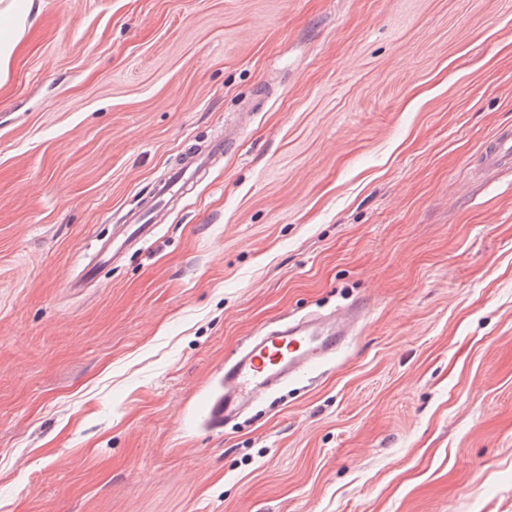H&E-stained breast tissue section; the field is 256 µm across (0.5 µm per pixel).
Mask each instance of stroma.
<instances>
[{"instance_id": "1", "label": "stroma", "mask_w": 512, "mask_h": 512, "mask_svg": "<svg viewBox=\"0 0 512 512\" xmlns=\"http://www.w3.org/2000/svg\"><path fill=\"white\" fill-rule=\"evenodd\" d=\"M508 128L512 0H41L0 86V512H512ZM359 301L203 423L251 337ZM512 154V132L501 131L491 143L486 153V159L490 166H496L505 162ZM224 148L223 139L213 140L204 149L193 150L184 164L171 169L167 178L154 188L151 202L143 209L135 212L129 219V224L122 225V231L119 235L100 244L96 252L97 260L91 267L87 266L89 268L86 275H91L97 267L112 261L114 254L129 242L146 247L154 235L155 224H152L154 214L166 206V200L171 192L174 189L180 190L192 184L198 173L209 163L213 156L224 153ZM364 313L358 303L325 319L281 324L252 339L224 361L221 392L207 399L205 423L222 429L260 398L335 358Z\"/></svg>"}]
</instances>
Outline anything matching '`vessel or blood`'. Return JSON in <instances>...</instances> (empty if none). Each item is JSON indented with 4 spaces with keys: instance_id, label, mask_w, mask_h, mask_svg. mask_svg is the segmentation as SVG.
<instances>
[{
    "instance_id": "vessel-or-blood-1",
    "label": "vessel or blood",
    "mask_w": 512,
    "mask_h": 512,
    "mask_svg": "<svg viewBox=\"0 0 512 512\" xmlns=\"http://www.w3.org/2000/svg\"><path fill=\"white\" fill-rule=\"evenodd\" d=\"M224 148L223 140L211 141L205 148L192 151L184 164L171 169L154 188L150 203L131 216L119 235L100 244L97 265L109 263L126 244L147 246L154 235L152 219L165 207L171 192L192 184L213 156L223 154ZM511 155L512 132L505 130L491 143L486 159L489 165L496 166ZM364 313V305L358 303L325 319L281 324L252 339L244 350L225 360L221 391L205 403L206 424L214 429L224 428L260 398L335 358Z\"/></svg>"
}]
</instances>
